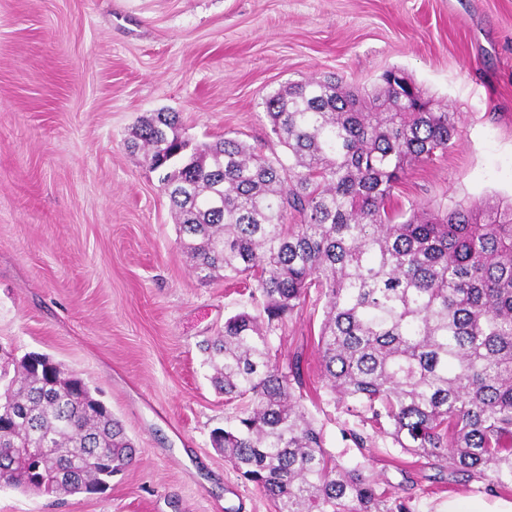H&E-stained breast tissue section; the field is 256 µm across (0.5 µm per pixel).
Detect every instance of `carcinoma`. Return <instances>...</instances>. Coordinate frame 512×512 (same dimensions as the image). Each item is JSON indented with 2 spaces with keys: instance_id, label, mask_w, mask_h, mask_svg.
<instances>
[{
  "instance_id": "carcinoma-1",
  "label": "carcinoma",
  "mask_w": 512,
  "mask_h": 512,
  "mask_svg": "<svg viewBox=\"0 0 512 512\" xmlns=\"http://www.w3.org/2000/svg\"><path fill=\"white\" fill-rule=\"evenodd\" d=\"M262 105L286 162L232 138L195 144L176 112L130 133L197 277L222 273L261 298L200 344L215 391L240 402L212 445L275 512H411L325 447L301 404V358L272 355L316 288L326 395L356 418L344 430L355 448L389 438L451 476L511 488L512 199L391 207L408 171L453 145L459 113L398 68L370 89L290 82ZM33 359L0 362V485L96 493L137 448L79 374Z\"/></svg>"
}]
</instances>
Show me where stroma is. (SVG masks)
I'll return each mask as SVG.
<instances>
[{
  "label": "stroma",
  "instance_id": "obj_1",
  "mask_svg": "<svg viewBox=\"0 0 512 512\" xmlns=\"http://www.w3.org/2000/svg\"><path fill=\"white\" fill-rule=\"evenodd\" d=\"M394 67L460 124L393 208L512 198V0H0V349L77 372L138 449L104 493L4 489L0 512H274L211 444L235 407L199 351L255 305L223 277L198 280L157 173L125 140L166 111L194 141L277 153L267 95L331 74L370 88ZM324 306L310 293L274 346L280 363L301 355L326 448L412 512L512 502L390 441L363 455L343 439L353 417L317 395Z\"/></svg>",
  "mask_w": 512,
  "mask_h": 512
}]
</instances>
